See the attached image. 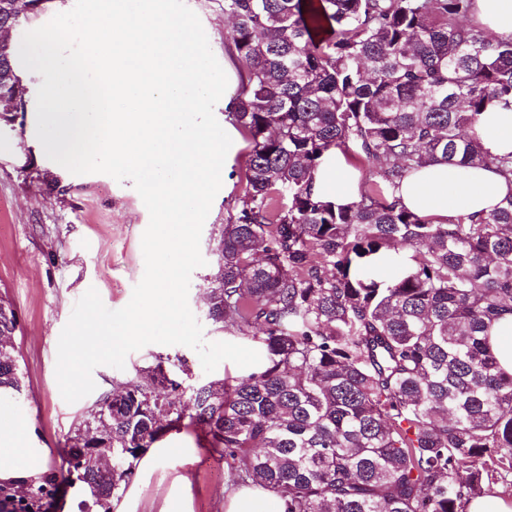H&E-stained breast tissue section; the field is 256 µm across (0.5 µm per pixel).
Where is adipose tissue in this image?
Segmentation results:
<instances>
[{"label":"adipose tissue","mask_w":512,"mask_h":512,"mask_svg":"<svg viewBox=\"0 0 512 512\" xmlns=\"http://www.w3.org/2000/svg\"><path fill=\"white\" fill-rule=\"evenodd\" d=\"M472 16L491 35L512 34V0H474ZM69 17L28 29L14 42L13 66L26 87V130L45 157L73 166L96 157L137 173V194L158 214L156 244L170 255L188 252L205 217L216 178L232 188L241 148L234 97L247 73L232 54L215 60L211 32L177 13L171 0H83L82 40L65 45ZM223 116L216 139L202 116ZM494 155L512 153V111L489 107L474 126ZM314 189L335 203L357 201L360 173L339 149L314 172ZM403 206L437 224L491 211L512 195V181L487 167L432 162L395 190ZM29 426L0 429V480L27 478L43 460L23 442Z\"/></svg>","instance_id":"adipose-tissue-1"}]
</instances>
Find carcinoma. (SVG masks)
Masks as SVG:
<instances>
[{
    "instance_id": "cac0c4a2",
    "label": "carcinoma",
    "mask_w": 512,
    "mask_h": 512,
    "mask_svg": "<svg viewBox=\"0 0 512 512\" xmlns=\"http://www.w3.org/2000/svg\"><path fill=\"white\" fill-rule=\"evenodd\" d=\"M473 0H221L248 73L233 117L251 151L219 225L208 318L266 355L259 373L199 387L158 360L104 396L66 439L80 512H113L141 452L185 419L234 476L285 512H469L512 489V373L491 328L512 312V195L485 216L435 224L394 195L441 161L512 176L481 146L477 116L512 111V34L467 23ZM14 45L0 48L2 81ZM366 171L359 199L314 191L332 149ZM412 252L392 280L378 259ZM14 310L0 303V393H22ZM83 452L112 469L80 467ZM52 468L0 481V512H49Z\"/></svg>"
}]
</instances>
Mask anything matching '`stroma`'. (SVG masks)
<instances>
[{
  "mask_svg": "<svg viewBox=\"0 0 512 512\" xmlns=\"http://www.w3.org/2000/svg\"><path fill=\"white\" fill-rule=\"evenodd\" d=\"M182 13L208 22L211 52L223 59L229 28L213 0H172ZM28 113L0 112V299L12 304L18 327L13 344L25 376L22 395H0V417L25 419L27 447L48 449L47 463L66 470V437L102 397L136 381L138 372L168 357L178 380L200 386L227 378L225 366L204 372L197 353L182 345L150 344L130 353L124 369L95 368V390L66 403L56 375L57 344L75 303L96 289L111 310L123 308L144 275L141 239L150 216L133 191L134 173L99 165L53 170L25 137ZM245 159L233 168V188L216 195L203 225L205 266L194 270L188 303L206 341L233 339L207 317V291L214 270L219 224L242 195ZM172 449L162 462L139 467L114 512H225L232 490L223 455L203 444L197 426L172 430L156 442Z\"/></svg>",
  "mask_w": 512,
  "mask_h": 512,
  "instance_id": "35a3bbf8",
  "label": "stroma"
}]
</instances>
